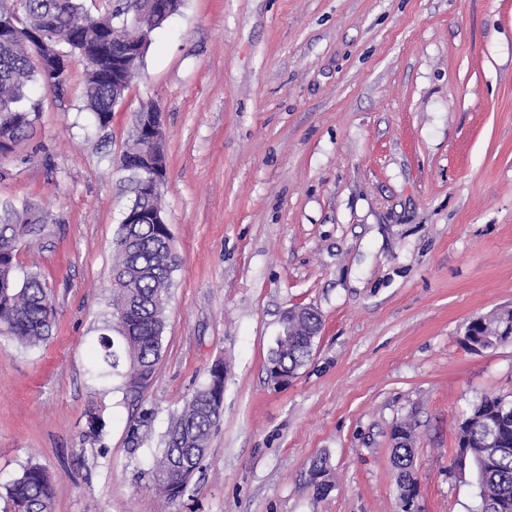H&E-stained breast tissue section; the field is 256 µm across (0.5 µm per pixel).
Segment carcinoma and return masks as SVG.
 <instances>
[{"mask_svg": "<svg viewBox=\"0 0 512 512\" xmlns=\"http://www.w3.org/2000/svg\"><path fill=\"white\" fill-rule=\"evenodd\" d=\"M117 12L91 17L80 0H0V20L15 25L42 41L66 46L86 64L84 96L96 123L108 125L121 94L140 68L149 42H140L137 56L126 66L112 69V54L125 42L138 40L150 19H134L117 31ZM50 74L39 68L30 45L0 34V155L10 152L37 120L40 103L26 93L32 81L47 86ZM32 229L29 212H16L11 223L0 224V336L25 347L46 341L53 325V306L46 284L30 273L16 279L17 241ZM112 312L94 349L93 372L106 378L123 373L126 393L138 398L154 377L161 356L164 309L173 286L176 257L172 239L162 224H123L115 243ZM512 321V311L490 319L477 330L476 340L491 349L509 340L495 326ZM318 314L307 312L288 321V335L279 337L273 356L296 374L310 358ZM115 331L117 336L109 335ZM224 399V364L215 363L205 386L196 391L167 433L166 446L155 461V485L165 497L181 496L207 454L211 431L220 419ZM501 396H484L474 403L457 430V451L451 468L462 478L475 480L476 512H512V404ZM393 464L404 474L411 470L412 434L405 424L392 433ZM53 488L46 469L34 464L5 488L3 512H52Z\"/></svg>", "mask_w": 512, "mask_h": 512, "instance_id": "1", "label": "carcinoma"}]
</instances>
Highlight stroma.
Masks as SVG:
<instances>
[{"instance_id": "1", "label": "stroma", "mask_w": 512, "mask_h": 512, "mask_svg": "<svg viewBox=\"0 0 512 512\" xmlns=\"http://www.w3.org/2000/svg\"><path fill=\"white\" fill-rule=\"evenodd\" d=\"M68 70L64 95L33 87L39 117L0 155V222L9 205L38 220L16 275L39 273L54 308L43 344L0 337V495L37 463L53 512H473L449 471L458 426L483 396L512 400V340L464 342L473 318L512 309V0H182L103 128L84 60ZM149 105L167 129L178 267L136 403L120 376L92 375L91 348L133 198L121 160ZM299 306L322 329L297 374L272 381ZM218 361L207 455L165 500L154 463ZM403 422L408 509L392 464ZM397 438L402 440L398 443ZM393 446V464L398 472L408 474L411 470L412 453L411 448L412 434L410 428L406 424H400L395 427L392 433Z\"/></svg>"}]
</instances>
